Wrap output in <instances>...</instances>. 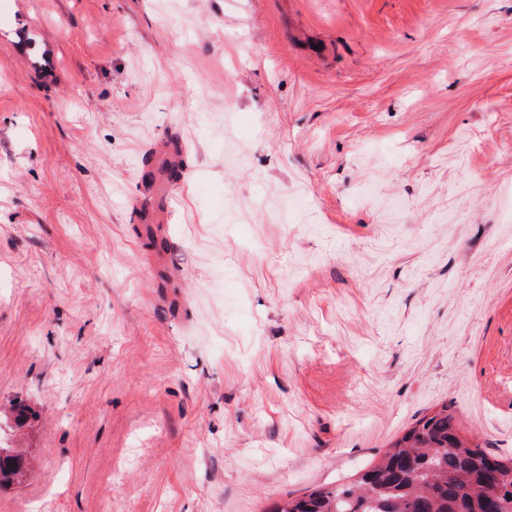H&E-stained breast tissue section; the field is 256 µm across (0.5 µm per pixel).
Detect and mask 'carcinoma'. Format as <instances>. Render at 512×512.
Masks as SVG:
<instances>
[{
  "mask_svg": "<svg viewBox=\"0 0 512 512\" xmlns=\"http://www.w3.org/2000/svg\"><path fill=\"white\" fill-rule=\"evenodd\" d=\"M273 512H512V458L467 440L443 405L355 480L314 487Z\"/></svg>",
  "mask_w": 512,
  "mask_h": 512,
  "instance_id": "1",
  "label": "carcinoma"
}]
</instances>
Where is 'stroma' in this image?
<instances>
[{
    "mask_svg": "<svg viewBox=\"0 0 512 512\" xmlns=\"http://www.w3.org/2000/svg\"><path fill=\"white\" fill-rule=\"evenodd\" d=\"M444 403L512 455V0H8L0 512H272Z\"/></svg>",
    "mask_w": 512,
    "mask_h": 512,
    "instance_id": "35a3bbf8",
    "label": "stroma"
}]
</instances>
